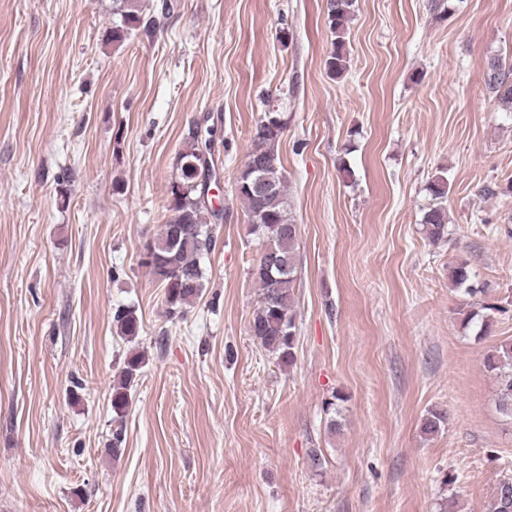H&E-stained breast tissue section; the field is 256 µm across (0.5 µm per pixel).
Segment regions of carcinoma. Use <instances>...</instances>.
Returning <instances> with one entry per match:
<instances>
[{
  "label": "carcinoma",
  "instance_id": "1",
  "mask_svg": "<svg viewBox=\"0 0 512 512\" xmlns=\"http://www.w3.org/2000/svg\"><path fill=\"white\" fill-rule=\"evenodd\" d=\"M327 20L335 36L334 50L325 61L328 71L338 77L347 70L345 35L355 0H330ZM112 13L120 22L112 27V42L121 43L132 31L143 25L138 0H112ZM485 81L503 110L512 112V64L497 57L484 63ZM287 120L281 112L263 115L252 130L248 156L259 159L273 191L263 203H257L248 184L252 177L242 169L235 181V191L243 203L251 234L260 242L263 251L274 255L278 268L274 277L256 278L260 289V304L250 329L257 343L285 365L295 359L297 340L296 314L293 309V288L297 273L298 225L290 216L288 185L278 145ZM208 138L201 130H191L178 154L177 170L168 186L170 215L160 233L143 243L140 265L145 267L159 286L164 288L166 314L173 318L184 314L203 295L205 275L201 261L214 247V226L219 220L210 198L205 196L201 182V155L207 150ZM429 192L438 203L422 218L424 232L432 242L448 235L445 207L442 200L448 195V178L441 175L429 184ZM452 281L469 295L478 293L471 284L466 264L452 268ZM116 328L127 337L139 332L135 309L122 307L113 315ZM144 364V357L133 353L126 358L120 381L112 386V411L116 418L124 417L129 407L131 384ZM485 370L498 382L497 408L503 417L512 421V341L503 342L488 351L483 360ZM443 413L432 411L423 419L421 431L433 435L445 426ZM485 512H512V477L500 480L485 505Z\"/></svg>",
  "mask_w": 512,
  "mask_h": 512
}]
</instances>
